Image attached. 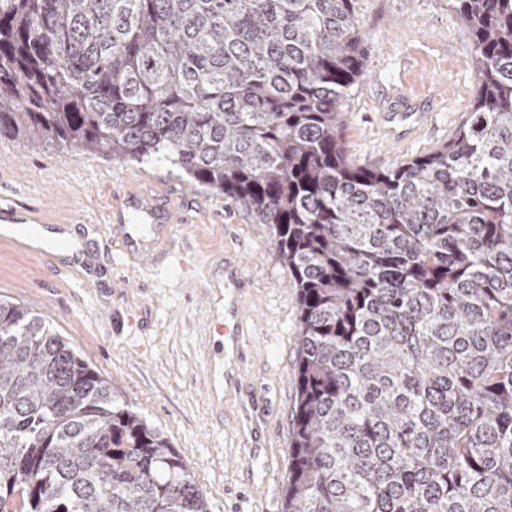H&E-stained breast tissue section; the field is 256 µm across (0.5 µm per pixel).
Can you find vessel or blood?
Instances as JSON below:
<instances>
[{"label":"vessel or blood","mask_w":512,"mask_h":512,"mask_svg":"<svg viewBox=\"0 0 512 512\" xmlns=\"http://www.w3.org/2000/svg\"><path fill=\"white\" fill-rule=\"evenodd\" d=\"M3 214L8 215L13 224H39L43 221L41 211L20 210L12 203L0 204V215ZM109 221L117 228L113 244L117 246L120 258L147 264L153 260L157 244L170 239L178 221V209L151 192L131 191L112 210ZM243 285L240 267H225L224 312L216 342L220 358L210 364L206 385L209 400L217 406L223 402L225 385L238 380L245 308L241 293Z\"/></svg>","instance_id":"1"}]
</instances>
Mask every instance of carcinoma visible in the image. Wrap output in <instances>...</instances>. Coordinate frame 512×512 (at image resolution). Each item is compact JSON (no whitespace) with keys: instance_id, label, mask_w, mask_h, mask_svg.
<instances>
[{"instance_id":"cac0c4a2","label":"carcinoma","mask_w":512,"mask_h":512,"mask_svg":"<svg viewBox=\"0 0 512 512\" xmlns=\"http://www.w3.org/2000/svg\"><path fill=\"white\" fill-rule=\"evenodd\" d=\"M475 102L343 148L354 0H0V140L166 160L271 231L301 310L284 512H512V0H449ZM0 512H207L163 434L0 300Z\"/></svg>"}]
</instances>
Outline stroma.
I'll list each match as a JSON object with an SVG mask.
<instances>
[{"label":"stroma","mask_w":512,"mask_h":512,"mask_svg":"<svg viewBox=\"0 0 512 512\" xmlns=\"http://www.w3.org/2000/svg\"><path fill=\"white\" fill-rule=\"evenodd\" d=\"M368 52L343 132L355 162L384 167L446 144L473 102L471 44L448 0H356ZM420 122L394 120L403 104ZM164 194L188 221L175 227L191 258L113 263L105 218L130 191ZM45 205L50 226L83 251L39 259L0 241V298L46 317L121 404L167 438L190 468L208 512H284L300 331L296 288L267 225L222 193L191 185L169 164L115 161L81 149L0 141V194ZM246 279L240 383L223 408L205 395L214 353L207 289L225 263Z\"/></svg>","instance_id":"1"}]
</instances>
